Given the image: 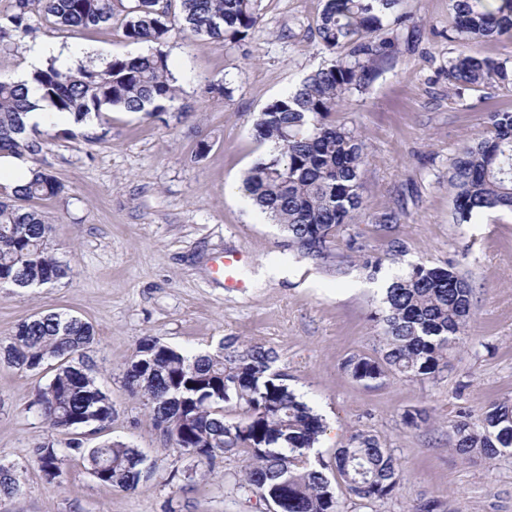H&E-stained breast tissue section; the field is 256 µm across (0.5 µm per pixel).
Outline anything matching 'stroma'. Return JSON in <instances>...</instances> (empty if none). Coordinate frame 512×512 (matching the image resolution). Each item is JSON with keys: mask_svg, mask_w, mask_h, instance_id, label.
Listing matches in <instances>:
<instances>
[{"mask_svg": "<svg viewBox=\"0 0 512 512\" xmlns=\"http://www.w3.org/2000/svg\"><path fill=\"white\" fill-rule=\"evenodd\" d=\"M322 6L323 0H262L261 22L238 44L195 41L172 28L165 49L189 117L116 111L105 140L48 137L37 165L64 191L35 206L52 227L54 252L72 272L45 287L0 289V339L43 311L88 321L98 381L116 417L97 435L76 436L88 447L130 443L152 474L125 492L96 480L72 451L63 458L61 481L47 483L34 452L47 442L65 446L68 437L29 404L54 369L28 372L0 360V463L15 466L21 481L17 495L0 498V512H165L170 505L177 512H268L262 499L237 489L242 457L200 467L188 480L174 478L185 458L154 428L144 398L125 381L145 336L198 351H215L227 336L273 347L290 387L326 422L316 445L324 460L353 433L376 435L399 459L403 478L391 496L374 502L350 497L335 483L344 512H411L427 499L444 512H512V456L460 455L453 432L455 421L480 425L491 404L512 400V212L485 210L457 223L448 179L459 148L483 131L486 112L512 109V87L494 83L458 93L448 82V60L459 48L450 0H401L406 21L393 65L341 112L365 144L366 164L354 227L360 248L337 239L333 253L352 266L336 274L289 249L279 226L237 190L266 152L253 132L259 112L331 61L315 38ZM31 23L32 37L0 43V79L24 74L28 49L38 43L62 51L84 45L82 64L96 67L148 50L127 41L117 22L67 32L35 12ZM212 82L226 83L230 96L206 94ZM203 140L210 149L200 157ZM390 212L396 222L380 226L379 217ZM394 240L404 244L403 255H391ZM228 253L241 256L242 289L225 287L216 272ZM363 253L381 259L377 279L358 267ZM418 262L454 263L470 282L469 340L437 378L356 381L344 363L374 356L372 315L385 282ZM280 264L288 277L258 280L259 269ZM413 409L426 414L417 427L405 422Z\"/></svg>", "mask_w": 512, "mask_h": 512, "instance_id": "obj_1", "label": "stroma"}]
</instances>
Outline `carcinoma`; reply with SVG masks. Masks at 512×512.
Returning <instances> with one entry per match:
<instances>
[{
  "label": "carcinoma",
  "instance_id": "1",
  "mask_svg": "<svg viewBox=\"0 0 512 512\" xmlns=\"http://www.w3.org/2000/svg\"><path fill=\"white\" fill-rule=\"evenodd\" d=\"M453 0L455 31L464 43L512 36V0ZM262 0H14L0 23V42L21 41L34 32L32 6L54 25L71 32L110 25L121 18L125 39L147 43L150 52L114 56L105 66L60 69L49 63L31 81L40 101L77 123L93 117L97 131L109 134L115 110L159 116L175 108L179 88L164 50L170 30L182 24L202 40L239 43L260 23ZM400 0H324L316 26L318 43L334 54L327 67L304 78L268 103L254 124L256 139L273 149L245 174L242 191L273 224L286 233L288 246L316 262L331 258V245L350 233L363 206L365 145L356 130L336 119L344 102L364 93L375 75L392 63L399 42L393 17ZM448 80L457 90L490 82L512 86L506 62L463 49L448 61ZM36 107L27 86L0 81V154L37 158L42 133L27 126ZM455 209L466 222L482 210L512 212V110L485 113L484 132L463 144L450 165ZM62 184L41 168L11 192L0 186V288L26 289L54 284L70 266L51 250V226L29 202L57 195ZM473 288L454 263L411 264L384 288L383 306L372 316L380 328L378 356H352L345 368L357 381L370 382L391 371L402 378H433L448 367V354L466 340L473 316ZM93 327L62 312H41L21 321L0 339V357L37 372L51 361L55 374L32 402L51 428L66 432L112 423L115 409L96 378L90 355ZM277 351L226 336L213 353H191L155 337H145L126 370L127 384L141 392L154 426L190 460L189 479L202 464L246 456L238 488L275 506L276 512H343L328 472H336L349 495L367 502L390 496L403 471L379 439L361 433L326 462L311 457L324 432L322 416L287 384L276 368ZM238 410L229 419L225 408ZM462 455L488 458L512 454V403H494L482 427L465 420L454 424ZM82 455L101 483L135 491L149 474L136 447L111 441L84 448L72 440L66 448L47 443L35 461L48 482L62 476L64 450ZM20 491L11 466L0 464V496Z\"/></svg>",
  "mask_w": 512,
  "mask_h": 512
}]
</instances>
